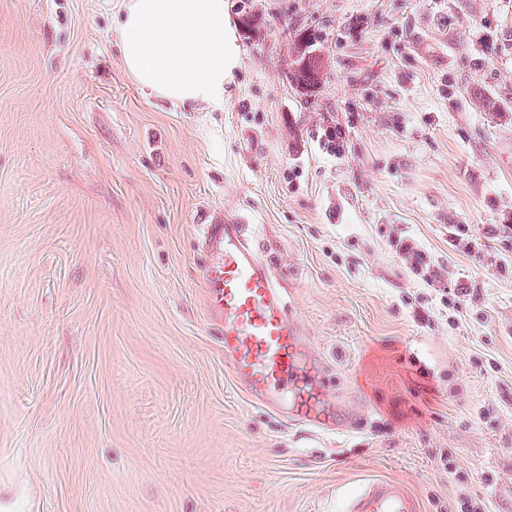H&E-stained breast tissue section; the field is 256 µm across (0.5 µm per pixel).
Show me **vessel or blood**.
I'll return each mask as SVG.
<instances>
[{"instance_id": "1", "label": "vessel or blood", "mask_w": 512, "mask_h": 512, "mask_svg": "<svg viewBox=\"0 0 512 512\" xmlns=\"http://www.w3.org/2000/svg\"><path fill=\"white\" fill-rule=\"evenodd\" d=\"M207 237L220 258L203 269L204 299L237 383L268 405L287 397L289 423L322 427V384L300 368L301 333L271 268L242 239L239 225L208 224ZM346 512H420V506L402 484L373 479L349 499Z\"/></svg>"}]
</instances>
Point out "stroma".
Segmentation results:
<instances>
[{"label":"stroma","instance_id":"stroma-1","mask_svg":"<svg viewBox=\"0 0 512 512\" xmlns=\"http://www.w3.org/2000/svg\"><path fill=\"white\" fill-rule=\"evenodd\" d=\"M226 4L213 111L136 85L121 0H0V512H345L374 478L512 512V0ZM207 213L243 221L345 429L235 382ZM397 250L408 265V269L426 282L437 278L435 270H431V261L428 253L421 249L412 239L399 241Z\"/></svg>","mask_w":512,"mask_h":512}]
</instances>
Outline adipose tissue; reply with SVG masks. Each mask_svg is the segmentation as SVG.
I'll return each instance as SVG.
<instances>
[{
	"mask_svg": "<svg viewBox=\"0 0 512 512\" xmlns=\"http://www.w3.org/2000/svg\"><path fill=\"white\" fill-rule=\"evenodd\" d=\"M119 50L142 89L213 110L223 109L239 64L224 0H124Z\"/></svg>",
	"mask_w": 512,
	"mask_h": 512,
	"instance_id": "ef3b65f1",
	"label": "adipose tissue"
}]
</instances>
